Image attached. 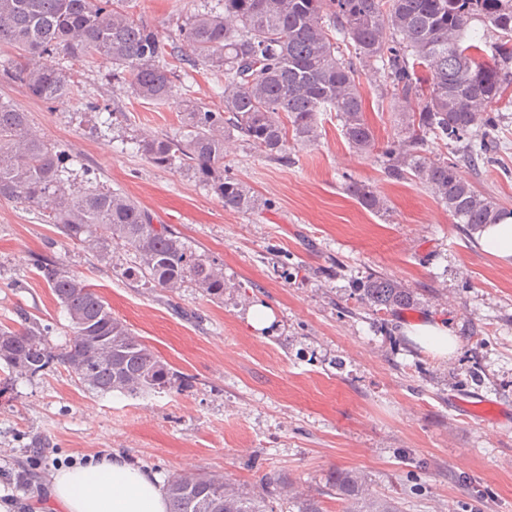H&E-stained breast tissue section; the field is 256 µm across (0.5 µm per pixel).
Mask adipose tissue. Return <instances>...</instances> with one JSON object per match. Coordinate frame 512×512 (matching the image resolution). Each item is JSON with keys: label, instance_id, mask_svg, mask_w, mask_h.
<instances>
[{"label": "adipose tissue", "instance_id": "obj_1", "mask_svg": "<svg viewBox=\"0 0 512 512\" xmlns=\"http://www.w3.org/2000/svg\"><path fill=\"white\" fill-rule=\"evenodd\" d=\"M406 335L439 361L453 358L461 344L454 328L440 319L412 324ZM51 494L63 512H167L157 477L119 453L56 471Z\"/></svg>", "mask_w": 512, "mask_h": 512}]
</instances>
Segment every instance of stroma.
Listing matches in <instances>:
<instances>
[{"label": "stroma", "mask_w": 512, "mask_h": 512, "mask_svg": "<svg viewBox=\"0 0 512 512\" xmlns=\"http://www.w3.org/2000/svg\"><path fill=\"white\" fill-rule=\"evenodd\" d=\"M210 6L123 0L165 38ZM47 62L71 73L69 100H39L3 79L0 100L67 150V187L122 192L222 264L224 297H203L190 281L170 293L128 280L122 270L134 256L122 242L104 267L38 208L0 199L1 323L28 315L52 326L51 345L63 342L67 322L27 264L33 252L53 256L187 380L131 398L91 393L61 368L14 379L0 394V489L25 481L17 495L30 512H55L52 473L118 452L163 481L199 470L255 485L277 472L321 497L325 512L341 510L326 483L350 469L400 498L405 512H512V265L484 252L425 187L388 181L375 158L353 155L335 113H321L319 140L290 145L284 163L227 141L226 170L262 201L234 213L191 172L156 167L133 148L180 134L182 102L220 107L221 74L202 66L179 75L175 100L155 105L113 80L108 61L55 54ZM360 81L365 116L385 144L398 128L383 78L366 71ZM493 136L499 148L463 174L512 211V106L499 110ZM353 180L376 187L386 216L346 192ZM372 272L413 289L414 308L378 323L355 295ZM258 303L274 316L261 332L248 321ZM444 318L461 348L442 363L404 330ZM470 402L498 405L500 415L471 412Z\"/></svg>", "instance_id": "obj_1"}]
</instances>
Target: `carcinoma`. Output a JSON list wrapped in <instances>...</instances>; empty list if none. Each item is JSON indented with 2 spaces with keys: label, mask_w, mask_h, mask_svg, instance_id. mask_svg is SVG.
<instances>
[{
  "label": "carcinoma",
  "mask_w": 512,
  "mask_h": 512,
  "mask_svg": "<svg viewBox=\"0 0 512 512\" xmlns=\"http://www.w3.org/2000/svg\"><path fill=\"white\" fill-rule=\"evenodd\" d=\"M474 20L495 40L473 31ZM179 32L184 49L114 0H0V51L13 54L0 77L34 98L62 101L73 91L70 76L42 62L61 51L75 62H111L112 77L135 98L161 105L172 98L171 61L216 70L224 75L223 107L185 106L186 133L145 138L138 150L158 167L192 172L229 211L252 212L260 202L247 183L226 173V139L286 161L289 141L315 143L318 114L332 109L353 153L377 155L391 181L424 185L457 223L477 231L507 215L462 168L484 160L496 127L493 105L512 88V0H218ZM343 45L352 57L344 58ZM365 69L383 73L403 127L381 148L364 115ZM430 137L447 142L448 156L427 154ZM68 160L31 130L28 113L0 101V199L42 209L64 238L106 267L112 241L123 242L136 258L129 276L153 288L172 293L190 280L204 296L224 297L216 261L189 250L170 225L153 223L139 203L96 187L68 191ZM345 191L376 214L388 212L369 184L351 181ZM30 266L61 307L67 338L51 346L52 327L27 317L17 327L1 324L0 363L10 375L57 365L102 395L181 389V376L112 315L92 284L46 255H31ZM356 292L379 314L415 302L412 289L382 273L368 274ZM331 490L342 512H403L400 501L374 493L357 471L341 473ZM165 494L168 512H273L284 496L298 512H324L275 472L251 486L220 473L180 471L168 477Z\"/></svg>",
  "instance_id": "carcinoma-1"
}]
</instances>
